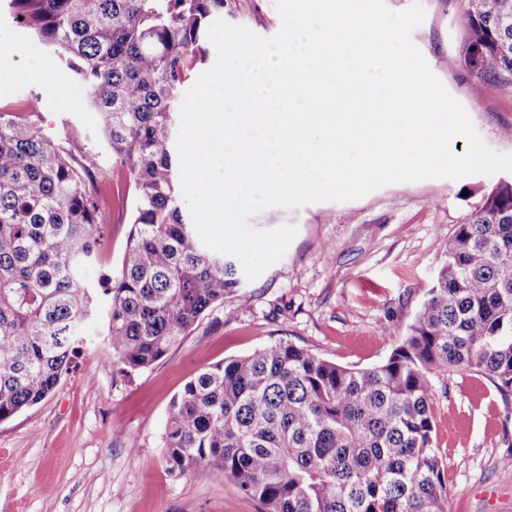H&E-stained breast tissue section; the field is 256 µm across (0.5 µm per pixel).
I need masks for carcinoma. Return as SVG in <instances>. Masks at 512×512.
I'll list each match as a JSON object with an SVG mask.
<instances>
[{
    "label": "carcinoma",
    "mask_w": 512,
    "mask_h": 512,
    "mask_svg": "<svg viewBox=\"0 0 512 512\" xmlns=\"http://www.w3.org/2000/svg\"><path fill=\"white\" fill-rule=\"evenodd\" d=\"M13 19L90 91L133 188L116 277L88 270L111 209L94 155L45 136L38 112L0 110V421L43 400L99 319L126 369L163 360L241 288L234 257L206 248L176 193L179 93L208 21L230 0H7ZM469 90L512 84V0H459ZM423 306L380 364L357 369L276 341L217 362L168 408L173 475L217 469L267 512H445L432 378L470 371L512 390V178L448 236Z\"/></svg>",
    "instance_id": "1"
}]
</instances>
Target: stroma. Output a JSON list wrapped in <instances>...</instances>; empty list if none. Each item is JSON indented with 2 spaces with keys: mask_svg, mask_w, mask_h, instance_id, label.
<instances>
[{
  "mask_svg": "<svg viewBox=\"0 0 512 512\" xmlns=\"http://www.w3.org/2000/svg\"><path fill=\"white\" fill-rule=\"evenodd\" d=\"M226 22L274 36L275 0H234ZM425 19L412 40L458 100L484 142L512 154V85L467 93L472 76L458 62L463 38L457 0H422ZM48 54L26 29L0 12V107L21 109L39 97L40 126L55 140L75 137L111 170L88 89L52 65L45 79L26 63ZM497 175L389 184L346 202L280 207L250 217L260 231L285 224L298 232L277 262L246 281L249 304L236 296L206 311L167 357L142 371L113 361L100 322L93 342L41 402L0 422V512H263L215 470L171 475L162 437L172 398L201 369L284 340L324 359L360 368L383 361L412 323L444 259L435 249L497 182ZM130 209H112L109 242L89 270L91 281L115 276ZM431 411L448 486L447 512H512V392L485 375L448 371L433 378Z\"/></svg>",
  "mask_w": 512,
  "mask_h": 512,
  "instance_id": "obj_1",
  "label": "stroma"
}]
</instances>
